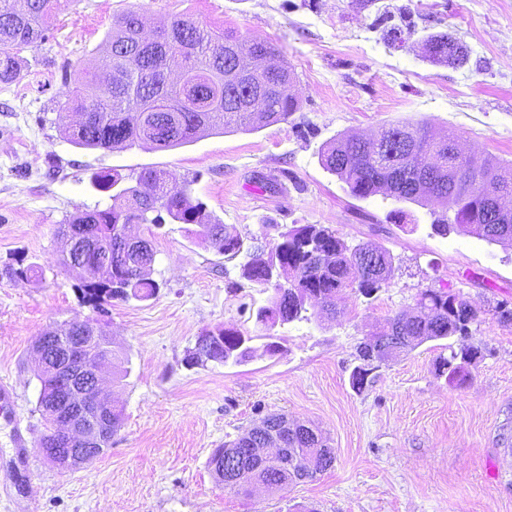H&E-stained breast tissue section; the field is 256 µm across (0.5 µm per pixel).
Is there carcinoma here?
<instances>
[{
    "mask_svg": "<svg viewBox=\"0 0 512 512\" xmlns=\"http://www.w3.org/2000/svg\"><path fill=\"white\" fill-rule=\"evenodd\" d=\"M25 2L26 9L20 11L16 0H0V84L19 78L22 49L48 39V20L60 0ZM143 29L141 9L133 7L118 16L104 41L112 69L99 72L87 64L68 87L64 107L80 116V121L64 132L73 145L110 150L150 142L160 149H173L198 140L194 129L203 117L215 120L207 131L210 135L286 122L299 110L292 73L284 63L276 64L277 73L263 79L245 72L237 80H224L234 65L236 46L254 58L273 60L277 48L272 42L249 39L188 16L173 18L160 41L143 36ZM425 49L434 62L461 66L467 61L465 47L446 33L428 36ZM258 92L263 105L251 110L245 100ZM379 135L393 149L385 150L359 136L341 135L322 148L321 165L359 199L382 194L397 201L420 203L426 199L449 206L453 215L432 224L441 236L468 227L487 242L512 245V163L494 158L477 163L455 154L449 143L458 139V134L448 131L440 135L425 123L390 124L382 127ZM93 183L112 191V207L76 212L67 219L62 234L73 232L96 242L98 251L83 259L85 271L80 273L78 285L83 298L96 310L108 300L145 301L156 295L159 285L138 272L141 265L154 262L151 243L132 246L123 239L121 229L133 223L160 227L167 219L192 226L190 234L209 242L227 260L246 253L241 276L268 294L266 304L256 311V323L261 326L257 338L268 340L264 353L269 355L280 349L279 343L271 341L276 326L309 320L310 303L305 297H312L326 310L334 307L336 294L344 289L371 298L392 277V256L387 249L368 243L349 245L336 231L316 224L293 225L265 250L246 248L242 239L225 232L203 201L192 199L185 187L170 186L162 170L145 169L134 184L117 173L100 172ZM367 248L374 249L375 255L366 257ZM271 277L280 284L269 285ZM416 306L415 318L397 314L388 319L380 335L400 328L407 350L449 336L470 337L472 326L480 323V312L458 303L449 291L425 289L418 294ZM487 313L502 325H512V303L507 300L495 302ZM55 332L59 338L48 346V356L53 358L69 337L78 334V318L57 325ZM219 336L210 343L205 336L198 337V343L207 347L204 358L220 359L227 365L255 357L254 337L233 330L221 331ZM97 348L118 368L116 378L128 376L119 351L100 343ZM481 356L482 348L475 346L453 351L447 358L441 356L438 374L453 379L464 365ZM357 359L351 384L361 391L373 371L361 343ZM38 379L41 388L35 412L47 430L54 413L56 383L44 373ZM242 443L239 437L209 459L215 479L236 492L248 491L255 479L273 480L280 488L297 484L304 476L313 481L335 460L334 450L323 437L304 426L287 454L258 466L243 465L238 480L231 483L219 457L229 458V451Z\"/></svg>",
    "mask_w": 512,
    "mask_h": 512,
    "instance_id": "carcinoma-1",
    "label": "carcinoma"
}]
</instances>
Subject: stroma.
<instances>
[{"label": "stroma", "instance_id": "35a3bbf8", "mask_svg": "<svg viewBox=\"0 0 512 512\" xmlns=\"http://www.w3.org/2000/svg\"><path fill=\"white\" fill-rule=\"evenodd\" d=\"M140 5L146 33L189 15L272 42L294 73L300 109L260 129L208 135L175 149L150 144L85 149L63 130L64 76L88 61L111 65L102 42L115 17ZM64 0L50 36L26 49L17 81L0 85V512H512V325L487 308L512 301V246L461 228L431 229L439 204L351 196L319 154L342 134L373 136L391 122L455 130L475 161L512 160V0ZM387 12L404 30L392 46L373 23ZM453 35L469 51L461 67L430 62L424 40ZM165 171L190 185L245 243L295 224H319L347 243L389 250L388 287L367 299L337 295L335 312L273 330L283 349L262 354L255 312L266 296L182 224L151 230L150 276L158 294L113 301L106 319L130 374L112 384L124 412L111 447L60 473L35 451L44 426L34 411L40 381L30 351L39 336L89 316L74 274L62 265L60 228L76 211L111 207L97 172ZM35 265L38 276L10 277ZM447 289L483 312L470 339L485 348L463 384L438 375L436 359L458 337L402 352L354 390L356 347L387 319L413 312L419 293ZM254 337L247 362L187 367L206 332ZM271 413L313 425L336 461L316 480L235 493L208 466L223 447ZM24 446H17L16 437Z\"/></svg>", "mask_w": 512, "mask_h": 512}]
</instances>
